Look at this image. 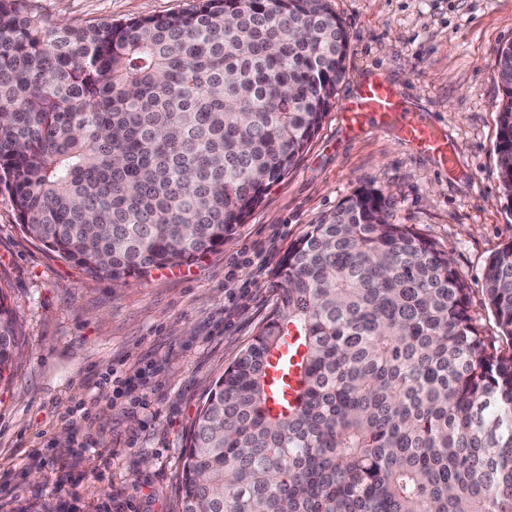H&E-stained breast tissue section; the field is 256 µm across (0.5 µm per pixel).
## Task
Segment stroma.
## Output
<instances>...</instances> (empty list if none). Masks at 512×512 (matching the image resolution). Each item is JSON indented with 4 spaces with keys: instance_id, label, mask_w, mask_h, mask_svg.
I'll return each mask as SVG.
<instances>
[{
    "instance_id": "obj_1",
    "label": "stroma",
    "mask_w": 512,
    "mask_h": 512,
    "mask_svg": "<svg viewBox=\"0 0 512 512\" xmlns=\"http://www.w3.org/2000/svg\"><path fill=\"white\" fill-rule=\"evenodd\" d=\"M197 0H27L70 24L166 15ZM350 36L336 98L305 153L222 247L117 288L26 236L0 192V290L19 331L0 390V512H176L185 438L209 387L256 335L276 269L317 218L355 190L390 220L449 248L471 310L483 273L512 240L496 165V51L512 42V0H329ZM381 75L455 148V167L415 152L394 126L348 133L339 111Z\"/></svg>"
}]
</instances>
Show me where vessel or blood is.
Wrapping results in <instances>:
<instances>
[{"instance_id":"obj_1","label":"vessel or blood","mask_w":512,"mask_h":512,"mask_svg":"<svg viewBox=\"0 0 512 512\" xmlns=\"http://www.w3.org/2000/svg\"><path fill=\"white\" fill-rule=\"evenodd\" d=\"M347 129L360 132L373 122L395 123L401 138L417 151L437 157L442 164L453 161L452 151L417 114L408 112L401 92L385 77L375 76L363 82L356 93L340 105Z\"/></svg>"}]
</instances>
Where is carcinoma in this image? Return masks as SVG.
I'll use <instances>...</instances> for the list:
<instances>
[{
  "mask_svg": "<svg viewBox=\"0 0 512 512\" xmlns=\"http://www.w3.org/2000/svg\"><path fill=\"white\" fill-rule=\"evenodd\" d=\"M348 49L328 0L86 25L0 0V191L22 232L91 276L180 266L224 245L301 158ZM494 67L512 203V43ZM277 277L191 422L178 512H512V352L488 343L448 253L362 187ZM483 280L512 343V240ZM16 355L0 290V382ZM273 357L293 385L268 384Z\"/></svg>",
  "mask_w": 512,
  "mask_h": 512,
  "instance_id": "obj_1",
  "label": "carcinoma"
}]
</instances>
